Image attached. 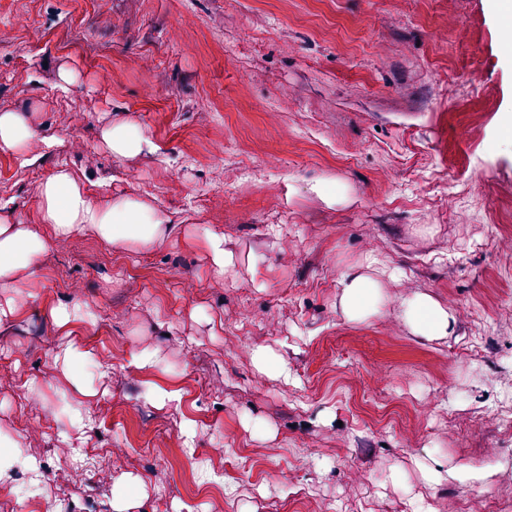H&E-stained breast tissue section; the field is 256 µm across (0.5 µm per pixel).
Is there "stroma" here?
<instances>
[{
  "label": "stroma",
  "instance_id": "obj_1",
  "mask_svg": "<svg viewBox=\"0 0 512 512\" xmlns=\"http://www.w3.org/2000/svg\"><path fill=\"white\" fill-rule=\"evenodd\" d=\"M1 29L0 112L35 102L37 134L0 150V205L35 223L65 167L93 196H150L180 230L133 255L77 232L0 281L17 307L0 323V433L24 435L41 467L35 487L14 468L27 493L0 490V512H114L134 479L146 497L130 512H460L479 488L512 497V431L492 418L512 409V31L491 0H0ZM65 68L82 83L61 89ZM120 120L152 152L113 158L102 131ZM322 182L345 201L328 205ZM208 232L236 282L211 274ZM369 254L402 270L390 294L448 304L453 334L412 335L393 306L347 322L340 273ZM79 301L74 339L95 355L82 418L54 362L53 312ZM257 351L287 378L258 375ZM149 385L180 402L145 399ZM488 448L502 459L478 484L432 488L414 463L471 466Z\"/></svg>",
  "mask_w": 512,
  "mask_h": 512
}]
</instances>
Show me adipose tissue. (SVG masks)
<instances>
[{
  "instance_id": "1",
  "label": "adipose tissue",
  "mask_w": 512,
  "mask_h": 512,
  "mask_svg": "<svg viewBox=\"0 0 512 512\" xmlns=\"http://www.w3.org/2000/svg\"><path fill=\"white\" fill-rule=\"evenodd\" d=\"M112 157H132L152 143L135 123H112L102 133ZM39 225L24 223L13 211L0 208V280L19 269L33 268L47 249L40 224L51 225L54 236L66 237L83 231L95 235L120 251L135 254L149 250L153 243L174 233L169 217L147 201L133 196L112 199L101 205L70 173L58 169L42 185ZM397 274L384 260L368 257L342 270L339 277L340 304L345 319L364 323L376 316L385 303V283ZM401 316L413 335L427 340L450 334L455 315L448 306L429 294L414 291L400 295Z\"/></svg>"
}]
</instances>
